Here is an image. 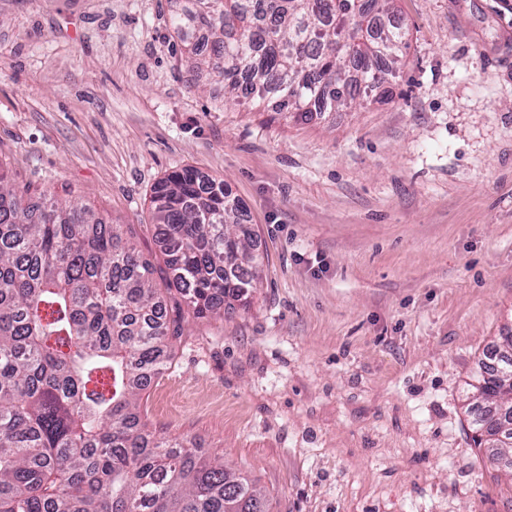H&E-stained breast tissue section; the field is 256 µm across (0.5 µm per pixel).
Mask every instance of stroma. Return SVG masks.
<instances>
[{"label":"stroma","instance_id":"stroma-1","mask_svg":"<svg viewBox=\"0 0 512 512\" xmlns=\"http://www.w3.org/2000/svg\"><path fill=\"white\" fill-rule=\"evenodd\" d=\"M194 0H0V166L121 225L164 284L150 196L222 181L263 257L249 306L175 327L149 432L221 454L269 512H512L464 405L512 329V0H393L410 46L302 121L190 69Z\"/></svg>","mask_w":512,"mask_h":512}]
</instances>
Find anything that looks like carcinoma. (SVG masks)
<instances>
[{"label": "carcinoma", "instance_id": "carcinoma-1", "mask_svg": "<svg viewBox=\"0 0 512 512\" xmlns=\"http://www.w3.org/2000/svg\"><path fill=\"white\" fill-rule=\"evenodd\" d=\"M390 0H196L172 18L213 35L224 102L264 92L308 120L361 105L408 48ZM167 285L198 318L250 302L262 262L224 183L175 170L152 192ZM153 265L86 206L62 207L0 168V512H269L265 495L221 456L150 435L137 399L170 347ZM472 385V439L512 468V336Z\"/></svg>", "mask_w": 512, "mask_h": 512}]
</instances>
